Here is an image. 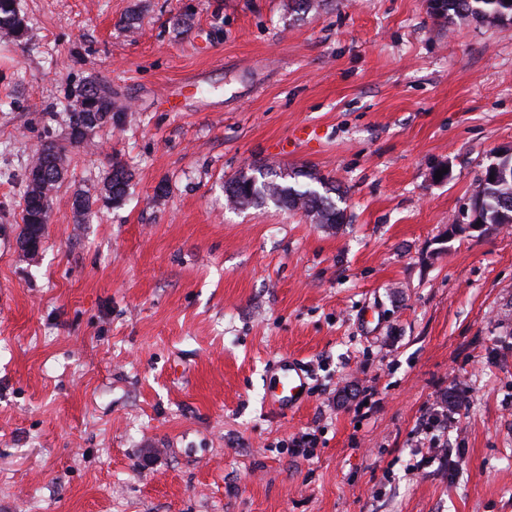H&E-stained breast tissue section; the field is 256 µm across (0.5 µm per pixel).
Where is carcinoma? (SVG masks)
<instances>
[{
	"label": "carcinoma",
	"mask_w": 512,
	"mask_h": 512,
	"mask_svg": "<svg viewBox=\"0 0 512 512\" xmlns=\"http://www.w3.org/2000/svg\"><path fill=\"white\" fill-rule=\"evenodd\" d=\"M432 11L437 17L453 19L471 18L476 21L484 20L491 13L512 15V0H433ZM27 34V26L22 21L17 0H0V37L20 42ZM84 98L85 107L80 111L69 113L70 140L75 145H88L92 136L100 129L110 126L112 113V88L107 83L96 78H87L74 86L67 99ZM51 155H59L53 143L48 142L42 151L36 154L30 171L40 172L37 184H27L24 201L28 208L22 210V223L36 224L42 213H50L53 203V193L62 183L64 168L45 166ZM305 176L311 180L315 176L310 172H278L272 168H256L240 172L224 184L227 205L241 208L264 200L272 201L277 207L288 211H303L319 224H342L346 221L344 210L337 207L332 194L343 197L340 186H328L323 179L318 182L324 192L308 187L300 190L288 184L290 177ZM132 180L131 171L119 162L112 163L104 180V194L101 198L75 192L73 194L74 216L77 222L85 221L99 201L112 206L121 203ZM512 202V182H501L478 178L472 193V204L477 210L482 223L500 226L505 223L503 213L506 212L504 203Z\"/></svg>",
	"instance_id": "1"
}]
</instances>
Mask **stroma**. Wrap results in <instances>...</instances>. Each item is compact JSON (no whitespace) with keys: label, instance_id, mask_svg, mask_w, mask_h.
Masks as SVG:
<instances>
[{"label":"stroma","instance_id":"stroma-1","mask_svg":"<svg viewBox=\"0 0 512 512\" xmlns=\"http://www.w3.org/2000/svg\"><path fill=\"white\" fill-rule=\"evenodd\" d=\"M20 9L26 40L0 41V512H512V228L463 216L512 146V24L428 0ZM87 77L112 86L89 148L63 109ZM48 137L66 180L31 257ZM116 159L124 201L77 223L74 192ZM260 166L341 185L346 222L228 208L225 181ZM283 359L307 396L276 416ZM460 391L452 458L408 473ZM304 432L312 456L281 448ZM46 145L39 154H36L34 164L31 166L27 176V185L24 192V201L30 206L22 210V223L32 224L31 230L28 234H24L20 240L21 250L27 254H35L39 248L40 240L38 235L39 230L42 229L43 224H36L39 222V218L45 211L47 216L51 211L53 203V193L56 192L62 183L64 175V163L62 156L55 149L56 147L52 142H45ZM50 155H56L61 161L60 168H53L46 166L44 170L47 158ZM33 171L40 172V180L36 186H32L29 175ZM46 190L47 192H45ZM50 192V193H48Z\"/></svg>","mask_w":512,"mask_h":512}]
</instances>
